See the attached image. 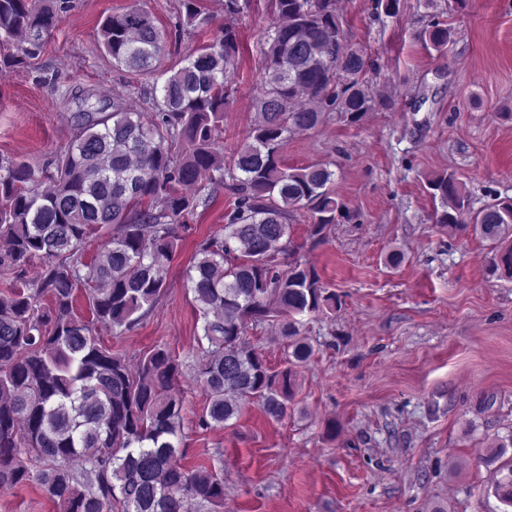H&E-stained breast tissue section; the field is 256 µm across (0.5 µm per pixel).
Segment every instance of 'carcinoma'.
<instances>
[{"instance_id":"carcinoma-1","label":"carcinoma","mask_w":512,"mask_h":512,"mask_svg":"<svg viewBox=\"0 0 512 512\" xmlns=\"http://www.w3.org/2000/svg\"><path fill=\"white\" fill-rule=\"evenodd\" d=\"M250 0H224V28L171 70L152 111L117 101L106 112L81 98L73 137L41 171L0 157V490L35 484L62 512H188L189 502L220 512L224 480L187 470L182 399L172 393L183 362L163 345L136 365L97 336L122 335L151 314L168 288L178 248L210 199L209 185L233 198L226 224L199 244L186 287L201 323L189 364L206 400L198 428H227L256 403L279 421L296 396L297 368L313 355L296 316L336 310L340 300L315 266L294 259L290 217L312 214L323 238L345 205L334 197L335 173L322 165L289 166L291 135L338 112L354 123L371 109L363 50L341 28L333 0H272L265 32L258 117L246 141L224 161V112L235 100L228 84L241 54L233 24ZM178 28L204 37L212 19L200 0H181ZM65 0H0V38L35 54L57 26ZM437 55L451 30L437 22L421 33ZM167 35L137 6L107 16L98 48L127 73L155 70ZM439 200L435 223L472 229L490 243L493 264L512 274V199L472 212L453 173L428 182ZM111 236L90 260V238ZM40 270L31 273L35 261ZM91 318L73 314L76 294ZM278 322L286 367L275 371L247 336V321ZM512 436L481 449L496 466L493 496L512 512Z\"/></svg>"}]
</instances>
